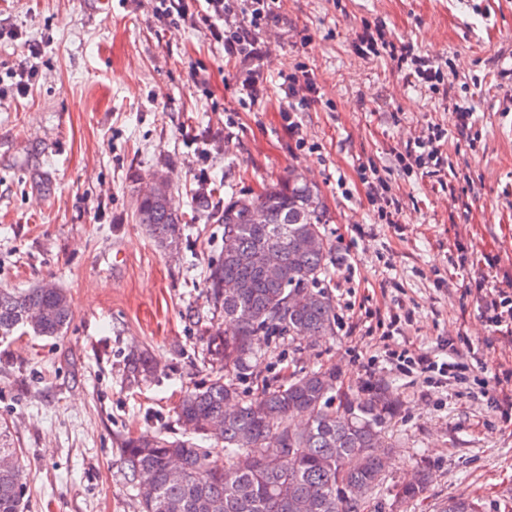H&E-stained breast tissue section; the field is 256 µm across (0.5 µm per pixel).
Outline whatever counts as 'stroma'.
I'll list each match as a JSON object with an SVG mask.
<instances>
[{"instance_id": "obj_1", "label": "stroma", "mask_w": 512, "mask_h": 512, "mask_svg": "<svg viewBox=\"0 0 512 512\" xmlns=\"http://www.w3.org/2000/svg\"><path fill=\"white\" fill-rule=\"evenodd\" d=\"M154 7L0 0V288L52 283L72 312L60 336L0 340V424L23 452L25 512H139L121 448L161 432L188 438L176 407L212 378L205 337L221 318L206 277L224 227L200 218L162 250L135 221V183L166 177L172 208L186 212L201 181L251 196L294 171L329 208L335 268L357 269L327 291H350L354 307L337 308L327 337L258 336L254 372L332 367L347 393L369 378L391 386L382 512H434L459 493L483 512H512V424L501 407L463 385L402 375L364 327L367 311L400 302L413 317L394 345L443 356L465 336L493 392L512 363V335L488 322L474 291L490 272L512 281V0H282L255 105L241 101L239 67L201 20L173 25ZM367 23L442 67L443 84L407 82L387 56L358 53ZM23 65L36 76L20 94L10 73ZM301 65L319 94L297 135L278 75ZM457 104L473 111L465 138ZM434 124L448 131L444 186L396 161ZM368 159L399 201L397 223L377 221L356 172ZM140 353L153 373L127 378ZM420 467L426 491L397 507V488Z\"/></svg>"}]
</instances>
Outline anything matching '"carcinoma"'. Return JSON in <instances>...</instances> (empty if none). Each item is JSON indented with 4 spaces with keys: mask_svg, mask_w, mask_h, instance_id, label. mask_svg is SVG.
I'll return each mask as SVG.
<instances>
[{
    "mask_svg": "<svg viewBox=\"0 0 512 512\" xmlns=\"http://www.w3.org/2000/svg\"><path fill=\"white\" fill-rule=\"evenodd\" d=\"M220 187L200 188L191 214L170 208L168 197L136 194L135 220L154 242L176 249L185 224L206 212L224 225L221 262L207 281L224 312V327L206 337L207 353L219 364L215 377L189 392L177 412L181 425L202 439L224 444V461L190 439L159 433L130 439L122 451L127 484L139 512H365L384 478L385 426L397 405L382 382L360 393L336 390V370L311 369L278 385L262 383L246 397L238 381L251 374L252 344L261 332L314 338L334 333L333 298L320 289L332 274L330 215L318 190L296 174L253 198L234 195L213 207ZM237 289L230 297L221 284ZM43 314L38 327L27 324ZM71 318L67 295L58 288L0 289V339L29 332L59 336ZM221 424L218 434L206 431ZM150 471L154 482L141 486ZM428 473L400 487L407 504L426 490ZM24 469L0 473V512H23ZM437 512H481L466 494L441 501Z\"/></svg>",
    "mask_w": 512,
    "mask_h": 512,
    "instance_id": "obj_1",
    "label": "carcinoma"
}]
</instances>
